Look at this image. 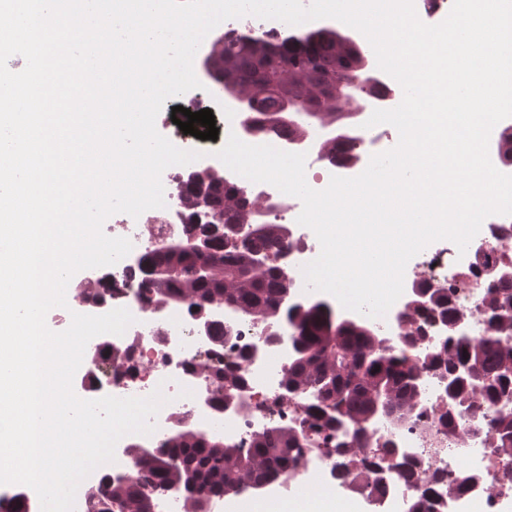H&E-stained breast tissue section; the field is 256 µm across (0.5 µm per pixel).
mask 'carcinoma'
Instances as JSON below:
<instances>
[{
    "mask_svg": "<svg viewBox=\"0 0 512 512\" xmlns=\"http://www.w3.org/2000/svg\"><path fill=\"white\" fill-rule=\"evenodd\" d=\"M224 89L245 104L247 122L259 112L274 130L298 135L310 125L348 127L357 102L354 91L370 88L371 64L361 45L335 28H319L302 37L277 41L243 37L224 43ZM205 188L213 219L186 229L188 237L168 239L146 252L139 267L156 299L188 302L199 312L225 309L238 316L256 317L290 334L291 356L285 389L300 392L312 402L318 417L342 432L340 447L365 436L385 419L400 425L409 419L419 395L420 368L406 363L400 350L366 323L336 310L324 301L289 302L285 271L270 262L266 251L286 235L280 224L258 221L260 203L246 201L240 189L224 181V172L210 168L187 180L181 200L193 210L197 184ZM104 280L81 283L85 301L101 302ZM426 308L454 321L443 291L419 288ZM493 320L512 329V294L495 295ZM450 348L442 377L448 380V402L470 409L482 397L512 395V346L493 337L448 336ZM224 408L239 401L240 377L222 376ZM497 450L512 458V411L492 422ZM301 433L278 426L254 434L243 450L222 435H207L179 424L159 449L139 448L141 479L119 478L96 497L91 512H154L153 488L185 489L184 512H207V493H236L259 489L266 479L299 464L293 450Z\"/></svg>",
    "mask_w": 512,
    "mask_h": 512,
    "instance_id": "1",
    "label": "carcinoma"
}]
</instances>
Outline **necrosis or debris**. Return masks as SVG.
<instances>
[{
  "mask_svg": "<svg viewBox=\"0 0 512 512\" xmlns=\"http://www.w3.org/2000/svg\"><path fill=\"white\" fill-rule=\"evenodd\" d=\"M239 103L224 98V129L261 145L302 153L306 156L305 178L312 189H325L332 176L354 177L363 172L380 144L391 140V125L365 128L364 114H357L347 129V158L322 149L334 137V128L310 129L284 137L273 129H247ZM184 165L167 169L165 205L139 217L125 213L112 215V234L129 238L131 252L106 274L111 286L106 300L97 307L104 314L126 308L133 323L125 333L112 339V352L122 356L121 367H111L108 355L99 354L87 373L96 388H109L113 396L147 397L162 390L167 398L153 420L149 435L129 434L115 449V461L97 468L83 480L75 496V512H89L88 496L103 491L109 477H127L139 472L129 454L131 443L153 447L167 438L177 421L185 420L205 433L221 434L249 447L253 434L273 426H302L309 402L304 395L284 391L288 355L280 346L266 341L263 322L224 316V333H209L188 304H150L151 292L137 268V260L158 239L175 233L183 235L190 212L183 208L180 183L187 173ZM226 178L249 198L262 204L259 219L265 224H281L288 230L286 245L268 251L271 264L287 269L294 301L312 299L307 290L303 265L315 260L321 247L314 232L297 222L301 201L267 183L240 180L233 171ZM405 279L410 288H439L447 292L455 324L445 323L437 314L410 307L405 293L385 317L371 319L380 335L398 338L405 315H412L413 329L420 338L403 344L409 361L424 364L420 393L413 423L396 427L387 421L374 423L362 446L347 454L336 452L335 431H311L298 451L300 464L270 481L260 492L217 493L208 500L207 512H238L248 504L255 512H283L284 503L307 498L329 503L345 502L348 512H409L423 490L437 496V512H472L480 504L482 512H512V460L494 451L496 434L490 421L499 412L512 409V398L483 402L462 412L448 403L441 372L429 364L442 351L452 329L473 337L499 336L512 345V330L498 329L490 319L488 302L492 293L512 288V216L492 215L466 252L448 240L432 244L415 255ZM235 374L246 382L240 402L232 409L213 406L218 397L216 372ZM456 494H449V487Z\"/></svg>",
  "mask_w": 512,
  "mask_h": 512,
  "instance_id": "necrosis-or-debris-1",
  "label": "necrosis or debris"
}]
</instances>
